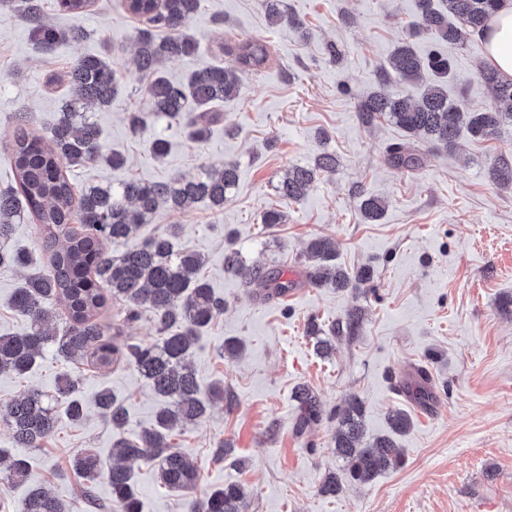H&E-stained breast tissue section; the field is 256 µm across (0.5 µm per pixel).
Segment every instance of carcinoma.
Masks as SVG:
<instances>
[{
    "mask_svg": "<svg viewBox=\"0 0 512 512\" xmlns=\"http://www.w3.org/2000/svg\"><path fill=\"white\" fill-rule=\"evenodd\" d=\"M502 0H444V9L434 0H416L417 31L431 35L439 43L465 44L485 26ZM202 0H126L127 10L149 27L137 35L135 65L147 81L146 105L129 114L132 134H139L153 116L179 126L190 138L202 141L209 126L219 120L212 107L239 92V75L265 67L269 49L262 40L246 39L233 49L234 66L206 67L185 82L169 79L164 64L190 56L198 43L188 25ZM284 0H264L265 11L273 24L303 27L302 20L283 8ZM18 7L29 27L36 48L50 54L67 38L68 32L48 21L42 0H18ZM164 35L159 36L156 31ZM111 49L97 56L79 59L67 71L68 94L55 127L47 138L29 135L25 126L31 113H18L17 125L0 141L15 172V185L0 190V242L8 238L14 224L29 220L37 225L41 248L47 255L46 267L29 276L12 296V309L26 322L20 333L0 335V373L24 376L49 347L73 361L95 368H108L121 362L133 367L165 405L157 411L154 423L131 438L119 439L114 448L117 461L102 468L93 451L77 456L72 470L86 482L84 497L94 502L93 485L106 474L112 501L118 512H140V499L134 481L133 464L142 462L157 469L159 483L173 491H189L198 480L197 470L187 455L172 446V436L187 426L202 424L214 401L224 400V386L206 385L191 367L190 360L200 332L224 312V298L200 275L205 259L179 244L180 227L170 225L163 233L141 243L132 241V231L147 224L161 209L184 211L221 209L237 182L236 167L224 162L203 167L194 177H177L162 182L129 180L113 188L91 185L78 188L68 169L90 167L106 162L122 167L126 159L106 152L97 124L87 113L112 106L121 76L112 69ZM425 70L438 77L448 75L450 61L436 52L424 56L409 42L392 51L385 77L404 83L416 81ZM479 78L492 97V104L478 112L467 111L448 100V92L438 83L418 97L390 95L375 91L358 105L363 123L371 125L381 117L433 146L453 150L461 127L477 140L493 137L506 124L512 125V81L504 80L488 65ZM389 163L408 172L416 170L420 155L414 143H393L387 147ZM336 155L326 150L316 153L309 165L294 166L280 181L279 196L297 203L303 200L321 172L336 170ZM493 183L512 187V158L500 154L488 166ZM363 220L372 223L384 211L377 198L362 200ZM308 276L318 285L337 288L364 287L371 279L368 267L348 271L336 264L334 242L324 236L312 237L306 248ZM29 265L23 253L0 246V270L22 269ZM227 271L243 282L263 283L265 297H284L295 281L284 272L271 270L255 261L244 263L228 243L224 258ZM60 299L65 304V326L58 331L49 323L47 305ZM125 305V319L135 321L150 314L157 339L152 343H118L112 340V327L103 314L112 301ZM316 350L327 354L330 337L315 322L308 326ZM406 396L419 404L434 399L427 370L418 366L403 383ZM78 386L72 376H59L55 392L48 396L35 388L0 405V419L12 430L17 448H40L54 433L57 411L74 425L85 418V405L77 397ZM299 415L296 431L304 432L318 424L323 415L321 400L309 389L296 392ZM94 404L117 431L128 425L125 408L112 392L100 390ZM364 403L357 396L336 409L334 448L343 463V475H326L321 486L325 495L336 496L343 483L364 485L389 469L403 464L398 444L389 436L363 442ZM396 433L409 430L411 421L401 410L388 415ZM0 478L30 485L17 512H67L66 506L44 487L34 484L26 459L0 451ZM248 496L242 485L228 483L203 499H188V512H247Z\"/></svg>",
    "mask_w": 512,
    "mask_h": 512,
    "instance_id": "obj_1",
    "label": "carcinoma"
}]
</instances>
